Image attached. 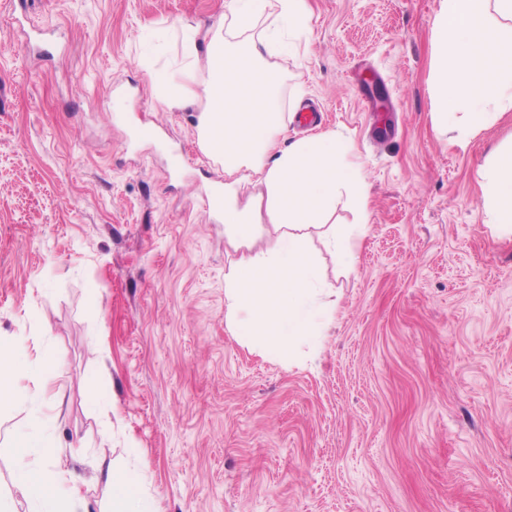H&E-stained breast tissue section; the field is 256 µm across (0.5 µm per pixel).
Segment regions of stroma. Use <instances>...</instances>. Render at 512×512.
Masks as SVG:
<instances>
[{
	"label": "stroma",
	"mask_w": 512,
	"mask_h": 512,
	"mask_svg": "<svg viewBox=\"0 0 512 512\" xmlns=\"http://www.w3.org/2000/svg\"><path fill=\"white\" fill-rule=\"evenodd\" d=\"M228 2L0 0V339L62 358L58 464L84 480L142 462L156 512H512V236L481 196L512 112L435 131L442 0H307L305 43L268 59L278 141L305 137L293 117L312 101L353 143L364 195L330 221L364 235L350 272L311 235L332 320L281 359L224 319L241 252L205 211L224 171L197 105L168 108L153 83L180 29L205 35ZM46 416L0 414L14 500L10 435Z\"/></svg>",
	"instance_id": "stroma-1"
}]
</instances>
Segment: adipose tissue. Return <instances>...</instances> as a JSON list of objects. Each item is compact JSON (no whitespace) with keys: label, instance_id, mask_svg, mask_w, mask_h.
I'll list each match as a JSON object with an SVG mask.
<instances>
[{"label":"adipose tissue","instance_id":"1","mask_svg":"<svg viewBox=\"0 0 512 512\" xmlns=\"http://www.w3.org/2000/svg\"><path fill=\"white\" fill-rule=\"evenodd\" d=\"M229 18L210 27L204 39L185 34L181 69L167 73L161 86L168 106L188 97L201 101L199 148L224 170V228L247 247L257 238L259 214L280 232L276 250L250 254L224 276V318L237 336L261 342L278 355L291 343L321 333L326 310L309 298L320 277L304 240L313 227L324 230L328 248L345 269L356 262L359 229L337 231L327 217L345 191L362 192L353 145L327 131L274 143L285 126L281 75L268 58L292 52L293 38L306 28V0H232ZM512 22V0H443L433 28L437 70L434 103L440 129L493 125L512 110V38L492 28L489 13ZM206 54L207 69L193 64ZM492 223L512 234V152L499 156L482 188ZM59 358L47 350L29 354L0 344V409L25 399L39 402L51 393ZM12 482L28 512H75L80 489L55 464V448L45 434L26 431L12 443ZM102 479L106 512H155L151 496L128 469L109 465Z\"/></svg>","mask_w":512,"mask_h":512}]
</instances>
